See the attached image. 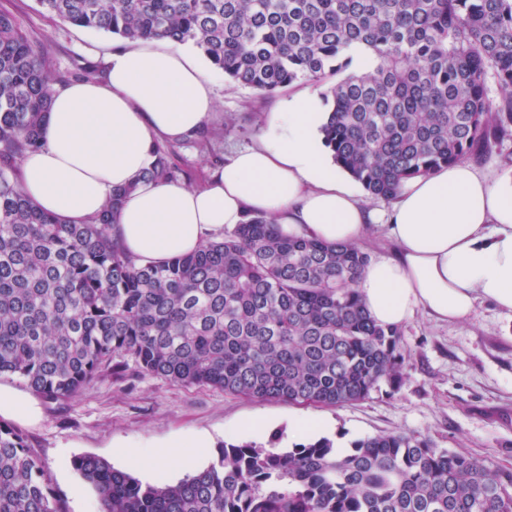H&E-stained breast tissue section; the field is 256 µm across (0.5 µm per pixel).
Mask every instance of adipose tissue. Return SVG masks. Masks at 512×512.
<instances>
[{
	"label": "adipose tissue",
	"mask_w": 512,
	"mask_h": 512,
	"mask_svg": "<svg viewBox=\"0 0 512 512\" xmlns=\"http://www.w3.org/2000/svg\"><path fill=\"white\" fill-rule=\"evenodd\" d=\"M311 106L310 93L291 96L269 113L259 144L199 186L142 180L158 144L208 124L215 96L191 52L141 39L108 56L104 78L56 86L20 183L42 211L73 224L131 186L115 230L143 263L193 253L254 213L288 234L354 245L383 222L397 249L370 258L355 283L378 324L400 327L420 311L463 321L482 302L512 313V176L459 162L404 181L389 211L367 209L350 180L331 172Z\"/></svg>",
	"instance_id": "ef3b65f1"
}]
</instances>
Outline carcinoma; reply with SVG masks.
Returning a JSON list of instances; mask_svg holds the SVG:
<instances>
[{
  "instance_id": "cac0c4a2",
  "label": "carcinoma",
  "mask_w": 512,
  "mask_h": 512,
  "mask_svg": "<svg viewBox=\"0 0 512 512\" xmlns=\"http://www.w3.org/2000/svg\"><path fill=\"white\" fill-rule=\"evenodd\" d=\"M79 28L189 45L231 82L271 94L318 86L367 49L374 66L331 86L322 133L371 196L442 165L478 161L512 137V0H38ZM77 56L0 10V377L65 402L130 369L258 400L343 406L400 382L401 329L377 324L353 284L369 254L284 234L254 214L219 240L140 264L114 235L126 189L81 224L40 211L17 180L41 144L55 85L97 80ZM498 96H490L489 81ZM220 136L205 127L199 151ZM157 146L146 181L176 182ZM73 468L103 512H512V471L410 433L325 438L274 452L226 442L176 484H144L103 458ZM0 512H62L26 436L0 423Z\"/></svg>"
}]
</instances>
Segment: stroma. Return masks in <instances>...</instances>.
<instances>
[{
  "label": "stroma",
  "instance_id": "obj_1",
  "mask_svg": "<svg viewBox=\"0 0 512 512\" xmlns=\"http://www.w3.org/2000/svg\"><path fill=\"white\" fill-rule=\"evenodd\" d=\"M25 29L45 40L55 63L65 68L79 55L94 63L122 47V39L77 28L48 15L37 0H0ZM216 107L210 121L221 135L212 151L187 143L176 146L174 161L185 172L183 185L201 184L219 161L257 143L268 112L291 97V90L261 95L213 75ZM406 354L404 378L382 385L365 400L328 408L342 441L391 432L415 433L437 448L466 451L512 470V315L491 303L478 304L471 318L438 323L417 312L402 328ZM40 422H18L44 479L64 512H95L98 494L73 468L74 457H101L125 471L129 465L117 445L155 446L173 439L205 435L208 454L193 459L181 449L160 474L175 483L212 463L224 443L225 425L257 413L274 420L259 445L288 450V420L307 407L225 394L211 387H185L168 380L131 374L117 380L105 375L64 403L40 401Z\"/></svg>",
  "mask_w": 512,
  "mask_h": 512
}]
</instances>
